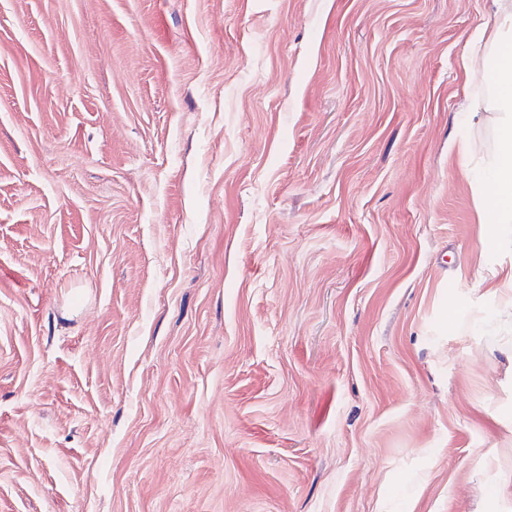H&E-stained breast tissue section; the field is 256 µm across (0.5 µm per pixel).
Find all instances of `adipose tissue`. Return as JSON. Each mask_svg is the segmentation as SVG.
<instances>
[{
    "label": "adipose tissue",
    "instance_id": "obj_1",
    "mask_svg": "<svg viewBox=\"0 0 512 512\" xmlns=\"http://www.w3.org/2000/svg\"><path fill=\"white\" fill-rule=\"evenodd\" d=\"M497 21L491 36L478 43L464 62L465 70H478L481 81L476 99L488 112L491 143L463 141V156L477 158L481 178L490 183L482 197V211L493 216L490 241L512 245V0H496Z\"/></svg>",
    "mask_w": 512,
    "mask_h": 512
}]
</instances>
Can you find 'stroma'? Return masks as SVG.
Listing matches in <instances>:
<instances>
[{"label": "stroma", "mask_w": 512, "mask_h": 512, "mask_svg": "<svg viewBox=\"0 0 512 512\" xmlns=\"http://www.w3.org/2000/svg\"><path fill=\"white\" fill-rule=\"evenodd\" d=\"M494 10L0 0V512H512ZM497 21L491 36L481 35L476 49L464 61L468 73L478 68L481 75L476 99L489 112L492 143L462 141L459 152L477 157L481 179L491 191L481 196L482 212L494 217L488 240L512 245V1L495 0Z\"/></svg>", "instance_id": "35a3bbf8"}]
</instances>
